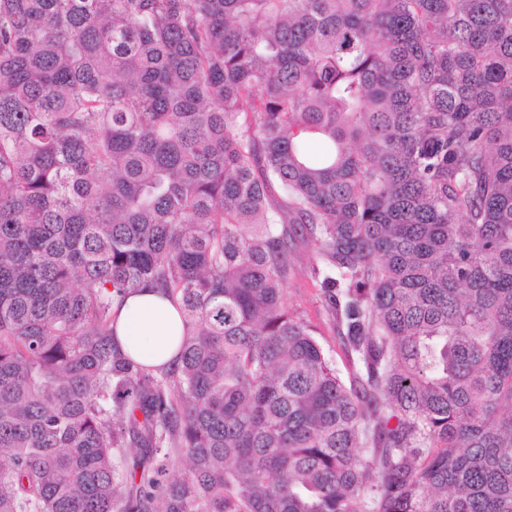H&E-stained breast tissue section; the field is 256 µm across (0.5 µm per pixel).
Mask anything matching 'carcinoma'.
Wrapping results in <instances>:
<instances>
[{
  "label": "carcinoma",
  "instance_id": "carcinoma-1",
  "mask_svg": "<svg viewBox=\"0 0 512 512\" xmlns=\"http://www.w3.org/2000/svg\"><path fill=\"white\" fill-rule=\"evenodd\" d=\"M0 512H512V0H0ZM316 263L315 254L303 248L298 257L300 271L285 285L289 308L313 330L315 337L324 347L340 374L349 379L359 370V364L342 344L336 322L329 313L319 280L312 274ZM115 344L147 368H168L180 356L182 323L176 305L150 288L130 293L112 308Z\"/></svg>",
  "mask_w": 512,
  "mask_h": 512
}]
</instances>
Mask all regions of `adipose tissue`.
I'll return each mask as SVG.
<instances>
[{
    "label": "adipose tissue",
    "mask_w": 512,
    "mask_h": 512,
    "mask_svg": "<svg viewBox=\"0 0 512 512\" xmlns=\"http://www.w3.org/2000/svg\"><path fill=\"white\" fill-rule=\"evenodd\" d=\"M115 344L147 368H167L180 356L182 323L176 305L144 288L130 293L112 309Z\"/></svg>",
    "instance_id": "1"
}]
</instances>
